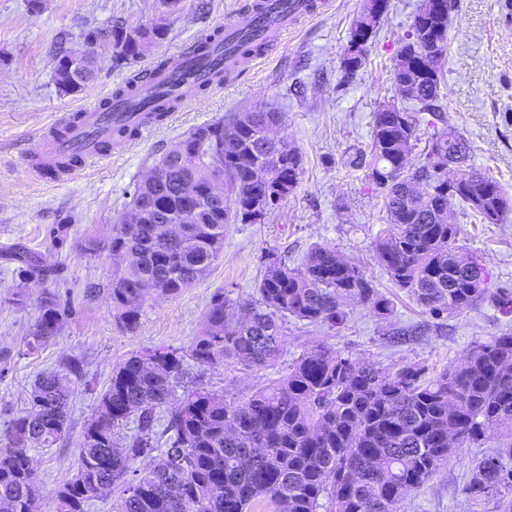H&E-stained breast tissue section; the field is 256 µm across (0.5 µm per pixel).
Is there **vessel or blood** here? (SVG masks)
Here are the masks:
<instances>
[{
    "label": "vessel or blood",
    "instance_id": "1",
    "mask_svg": "<svg viewBox=\"0 0 512 512\" xmlns=\"http://www.w3.org/2000/svg\"><path fill=\"white\" fill-rule=\"evenodd\" d=\"M259 9L241 8L226 22L219 38L211 41L208 54L185 46L169 54L163 65L149 70L133 93L112 100L111 110L94 103L61 116L39 138L24 162L30 177L52 184L74 175L87 164L121 156L127 141L103 151L101 144L114 130L130 128L137 135L153 131L157 123L171 122L178 109L196 101L199 85L209 82L213 63H220L225 83L238 80L265 48L280 43L298 19L309 15L312 0H258ZM256 44L254 55H241L242 41Z\"/></svg>",
    "mask_w": 512,
    "mask_h": 512
}]
</instances>
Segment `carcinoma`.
Segmentation results:
<instances>
[{
	"label": "carcinoma",
	"mask_w": 512,
	"mask_h": 512,
	"mask_svg": "<svg viewBox=\"0 0 512 512\" xmlns=\"http://www.w3.org/2000/svg\"><path fill=\"white\" fill-rule=\"evenodd\" d=\"M449 24V11H436L432 0H425L404 48L431 56L434 76L394 69V85L413 86L411 107L379 108L367 150L357 152L350 165L366 170L381 198L388 224L374 250L398 287L436 317L457 315L487 299L511 311L512 293L491 292L478 258L462 254L459 218L448 209V184L466 177L481 182L468 183L472 190L489 189L482 204L466 192L457 195L480 221H498L512 204L495 178L465 168L468 139L453 127L435 131L420 164L430 184L416 192L407 183L405 161L418 145V114L441 110ZM96 32L111 43L112 60L122 66L137 58V39L161 43L168 27L161 17L149 27L117 23L87 35ZM75 54L61 49L53 68V81L65 95L82 92L97 75L88 62L84 82L75 84L70 67ZM365 58L362 46L353 56L344 54V70L355 74ZM278 118L258 106L246 123L198 126L180 141L184 160L169 150L154 164L166 178L147 190L146 220L112 225L110 251L127 254L109 288L118 328L136 330L148 298L177 295L204 277L223 251L227 224L253 222V203L274 191V184L255 181L257 167L299 182L298 152L263 135ZM224 139L238 150L224 153V168L213 169L202 161L201 149ZM186 176L197 177L202 187L225 178L237 208L233 214L201 210L169 240L167 225L184 207L178 187ZM255 293L242 302L215 293L205 328L188 354L158 347L113 366L98 407L83 426L76 473L58 486L52 512H87L100 485L116 496L113 512H251L258 500L272 512H400L404 497L457 449L480 448L491 439L498 440L496 451L476 460L466 495L471 512H480L489 499L512 512V330L476 345L432 377L421 366L386 370L319 343L284 376L241 400H228L196 381L170 404L187 357L204 368L227 359L266 368L280 355L283 321L289 317L336 328L346 320L348 300L382 317L393 313L391 300L364 270L327 245L313 246L297 267L269 258ZM66 313L56 294L44 293L26 350L37 351L53 339ZM69 375L81 377L75 358L40 373L24 414L7 429L8 445L0 448V512H40L29 446L50 448L66 434L70 393L63 378ZM128 424L131 433L119 437L117 429ZM138 459L149 460V466L133 468Z\"/></svg>",
	"instance_id": "obj_1"
}]
</instances>
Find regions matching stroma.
Segmentation results:
<instances>
[{
    "label": "stroma",
    "instance_id": "35a3bbf8",
    "mask_svg": "<svg viewBox=\"0 0 512 512\" xmlns=\"http://www.w3.org/2000/svg\"><path fill=\"white\" fill-rule=\"evenodd\" d=\"M246 2L180 0L167 16L163 43L123 67L113 63L110 47L97 44L96 81L80 94L63 96L52 81L60 38L80 49L88 30L118 21L130 27L149 23L157 14L155 0H0V447L7 444L9 422L23 414L38 373L57 369L66 357L78 359L84 370L83 381L72 386L65 439L31 451L42 507L50 506L56 488L72 476L82 427L94 414L113 365L135 351L189 349L203 329L212 296L220 291L234 301L253 297L267 255L295 267L314 245L334 247L365 270L392 300L394 312L382 319L353 303L346 321L334 329L288 321L276 366L246 369L229 359L204 371L202 383L229 399L286 374L317 343L380 367L416 364L432 376L512 329V312L487 302L432 318L390 281L373 250L386 212L364 170L348 164L369 143L380 106L407 105L394 87L393 71L421 0H389L388 14L367 44L366 62L355 74H345L342 55L364 0H327L268 49L250 74L207 91L172 125L148 133L123 156L90 164L59 185L31 180L22 156L56 117L110 95L132 71L149 70L165 54L204 38ZM442 102L443 119L471 144L469 169L496 178L512 198V0H452ZM258 104L281 113L279 135L301 155L297 188L262 221L228 224L224 249L210 272L178 295L145 301L137 329L121 332L108 296L116 268L108 243L135 185L194 127ZM460 241L486 268L489 288L512 290V210L496 224L462 219ZM22 250L48 267L46 277L24 280L14 258ZM46 291L55 293L68 313L55 338L28 355L24 338ZM397 331L402 340H393ZM481 454L478 448L460 449L404 500L401 512H468L464 488Z\"/></svg>",
    "mask_w": 512,
    "mask_h": 512
}]
</instances>
